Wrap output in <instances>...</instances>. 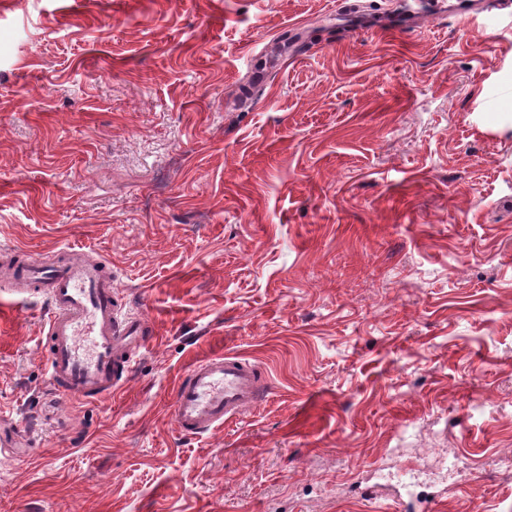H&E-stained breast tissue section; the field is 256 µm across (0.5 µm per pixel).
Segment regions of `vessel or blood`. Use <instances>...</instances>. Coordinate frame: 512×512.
I'll list each match as a JSON object with an SVG mask.
<instances>
[{"instance_id": "b4317fda", "label": "vessel or blood", "mask_w": 512, "mask_h": 512, "mask_svg": "<svg viewBox=\"0 0 512 512\" xmlns=\"http://www.w3.org/2000/svg\"><path fill=\"white\" fill-rule=\"evenodd\" d=\"M18 282L42 288L52 313L45 360L61 395L76 399L110 396L133 368V349L145 346L142 323L118 326L112 280L100 266L28 264ZM267 375L232 354L195 361L178 383L173 418L180 433L201 435L220 427L261 398Z\"/></svg>"}]
</instances>
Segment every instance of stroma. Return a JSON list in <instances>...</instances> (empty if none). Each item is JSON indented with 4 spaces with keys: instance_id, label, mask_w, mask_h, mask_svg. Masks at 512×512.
Wrapping results in <instances>:
<instances>
[{
    "instance_id": "stroma-1",
    "label": "stroma",
    "mask_w": 512,
    "mask_h": 512,
    "mask_svg": "<svg viewBox=\"0 0 512 512\" xmlns=\"http://www.w3.org/2000/svg\"><path fill=\"white\" fill-rule=\"evenodd\" d=\"M346 2L0 0V266L84 252L152 338L62 397L0 279V512H512V14ZM225 353L264 397L182 436ZM266 384V372L239 356L201 358L188 368L175 389V424L185 435L214 431L255 405Z\"/></svg>"
}]
</instances>
